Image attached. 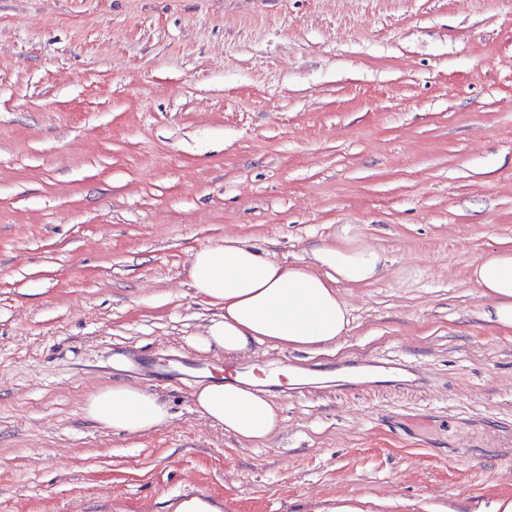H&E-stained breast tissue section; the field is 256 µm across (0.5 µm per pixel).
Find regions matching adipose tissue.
<instances>
[{
    "instance_id": "ef3b65f1",
    "label": "adipose tissue",
    "mask_w": 512,
    "mask_h": 512,
    "mask_svg": "<svg viewBox=\"0 0 512 512\" xmlns=\"http://www.w3.org/2000/svg\"><path fill=\"white\" fill-rule=\"evenodd\" d=\"M385 255L342 228L335 240L314 244L308 262L286 265L237 239L196 252L190 279L198 295L223 306L203 334L191 337L192 348L224 355L226 374L202 382L194 391L196 410L240 440L262 444L281 419L267 387L295 381L287 365L272 370L257 367L250 380L235 376L240 357L261 347L319 352L338 342L349 330V310L338 284L365 285L386 268ZM470 275L489 305L485 318L512 328V250L495 249L474 260ZM87 415L112 429L141 434L169 418L159 396L115 383L88 401Z\"/></svg>"
}]
</instances>
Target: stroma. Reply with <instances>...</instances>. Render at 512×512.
I'll use <instances>...</instances> for the list:
<instances>
[{
	"instance_id": "1",
	"label": "stroma",
	"mask_w": 512,
	"mask_h": 512,
	"mask_svg": "<svg viewBox=\"0 0 512 512\" xmlns=\"http://www.w3.org/2000/svg\"><path fill=\"white\" fill-rule=\"evenodd\" d=\"M352 226L387 258L351 329L266 347L302 392L239 441L195 409L219 306L193 255L287 263ZM512 249V0H0V512H493L512 500V329L469 265ZM114 382L170 415L85 412ZM85 411L90 418L130 434L156 429L169 418L167 407L158 395L119 383L94 394Z\"/></svg>"
}]
</instances>
